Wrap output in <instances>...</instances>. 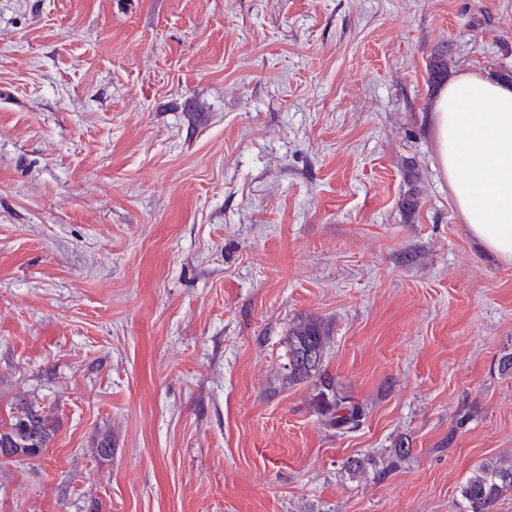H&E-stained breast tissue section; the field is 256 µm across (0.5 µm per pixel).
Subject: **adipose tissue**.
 Returning a JSON list of instances; mask_svg holds the SVG:
<instances>
[{
  "label": "adipose tissue",
  "instance_id": "1",
  "mask_svg": "<svg viewBox=\"0 0 512 512\" xmlns=\"http://www.w3.org/2000/svg\"><path fill=\"white\" fill-rule=\"evenodd\" d=\"M430 120L461 223L512 264V83L462 70L437 94Z\"/></svg>",
  "mask_w": 512,
  "mask_h": 512
}]
</instances>
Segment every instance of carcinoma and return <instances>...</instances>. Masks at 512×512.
<instances>
[{
	"label": "carcinoma",
	"instance_id": "1",
	"mask_svg": "<svg viewBox=\"0 0 512 512\" xmlns=\"http://www.w3.org/2000/svg\"><path fill=\"white\" fill-rule=\"evenodd\" d=\"M330 336L314 320L293 324L280 353L282 380L290 386L313 381L319 387L317 414L323 424L343 435L358 429L365 418L362 404L341 394L334 377L325 372V353ZM9 423L0 427V448H14L16 453L35 457L46 448L55 427L51 417L32 404L20 403ZM410 448L399 440L388 452L382 470L394 471L409 458ZM512 491V457L496 458L475 465L462 484L463 512H492L494 504Z\"/></svg>",
	"mask_w": 512,
	"mask_h": 512
}]
</instances>
